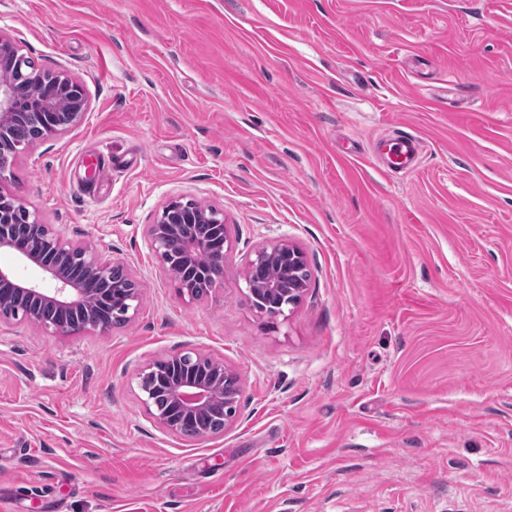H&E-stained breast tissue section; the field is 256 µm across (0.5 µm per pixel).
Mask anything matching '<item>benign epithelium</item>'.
Segmentation results:
<instances>
[{"mask_svg": "<svg viewBox=\"0 0 512 512\" xmlns=\"http://www.w3.org/2000/svg\"><path fill=\"white\" fill-rule=\"evenodd\" d=\"M31 77L44 90L39 106L53 112L54 123L50 131L58 133L76 126L88 109V95L82 83L69 75L37 72L28 75L24 61L16 46L0 38V139H4L16 123L18 109V83ZM79 97L77 112L61 113L58 107ZM180 199H172L158 213L156 221L148 225L147 236L157 257H162L167 246L178 243L186 262L197 263L201 255L216 256L218 271L210 275L207 288L213 290L223 285L224 255L232 248L229 233L221 230L210 232L209 225L224 223V215L209 207L200 206L192 214L182 216L176 208ZM20 215L29 216L24 201L0 191V249L11 250L24 263L39 267L52 287L44 288L23 279L13 270L0 269V292L5 290L26 299L29 305L28 318L42 327L57 333L74 331H96L104 328L99 318V307L104 304L112 310H120L124 316L137 310L140 294L132 288L114 290L112 296L101 294L99 283L108 277L115 261L102 258L90 244H72L56 230L49 228L40 234L44 225H36L37 232L28 240L15 235L14 224ZM80 263L85 269L82 279L70 274V266ZM263 265H277L284 269L281 279L275 282L245 277L247 296L252 307L270 317L279 316L294 308L309 290L310 280L302 279L300 272L308 268L304 252L297 246L281 241L262 247L249 261L248 269ZM167 276L175 283L178 293L191 300L203 296L197 285L186 279L182 271L171 265H163ZM51 308L63 319L50 323L40 314L44 308ZM179 361L187 367H202L204 374L177 376L168 383L165 409L155 406L153 379L164 365ZM137 385L147 414L154 423L171 435L182 433L185 422L205 416L224 420V428L231 427L241 417L239 373L210 357L200 354H180L158 359L137 373Z\"/></svg>", "mask_w": 512, "mask_h": 512, "instance_id": "7a95c632", "label": "benign epithelium"}]
</instances>
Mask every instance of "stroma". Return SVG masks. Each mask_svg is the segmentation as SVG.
<instances>
[{
	"instance_id": "1",
	"label": "stroma",
	"mask_w": 512,
	"mask_h": 512,
	"mask_svg": "<svg viewBox=\"0 0 512 512\" xmlns=\"http://www.w3.org/2000/svg\"><path fill=\"white\" fill-rule=\"evenodd\" d=\"M0 35L89 99L0 190L141 288L121 328L0 325V512H512V0H0ZM177 197L233 240L195 301L148 243ZM280 240L310 288L269 317L244 272ZM186 351L241 376L225 433L145 411ZM422 152V141L408 132H398L386 145L385 172L406 175L413 170Z\"/></svg>"
}]
</instances>
